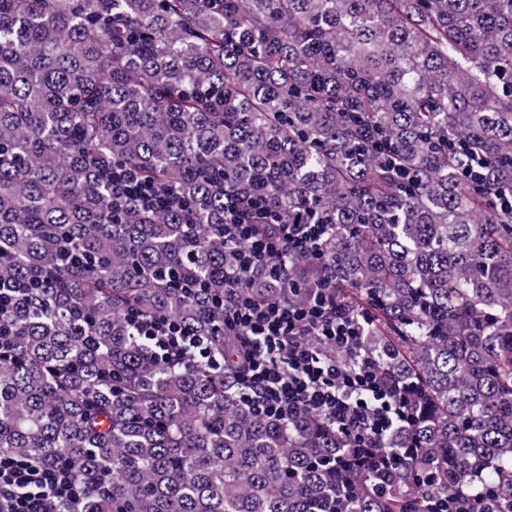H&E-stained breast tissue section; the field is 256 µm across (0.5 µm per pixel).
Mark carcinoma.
I'll use <instances>...</instances> for the list:
<instances>
[{
    "label": "carcinoma",
    "mask_w": 512,
    "mask_h": 512,
    "mask_svg": "<svg viewBox=\"0 0 512 512\" xmlns=\"http://www.w3.org/2000/svg\"><path fill=\"white\" fill-rule=\"evenodd\" d=\"M114 165L181 206H114ZM241 192L260 230L327 225L290 298L327 271L427 402L390 447L252 414L214 367ZM510 201L512 0H0V289L36 283L0 311V456L68 469L57 512H434L477 469L512 512ZM135 315L211 360L164 361Z\"/></svg>",
    "instance_id": "1"
}]
</instances>
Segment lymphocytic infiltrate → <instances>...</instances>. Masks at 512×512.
<instances>
[{"instance_id": "1", "label": "lymphocytic infiltrate", "mask_w": 512, "mask_h": 512, "mask_svg": "<svg viewBox=\"0 0 512 512\" xmlns=\"http://www.w3.org/2000/svg\"><path fill=\"white\" fill-rule=\"evenodd\" d=\"M112 191L121 206L150 210L178 203L168 189L129 166L113 167ZM266 211L264 200L254 194L224 199V240L234 245L236 259L228 277L233 294L224 300V333L243 346L236 373L243 405L283 421L307 409L356 444L387 445L419 405L407 384L382 372L363 350L366 318L339 306L323 286L300 304L259 299L248 290L247 274H279L294 256L311 253L326 232L322 224H278L271 234L260 233L254 220ZM136 329L176 363L207 348L204 337L188 335L168 318L140 321ZM84 494L66 471L0 457V512H55Z\"/></svg>"}]
</instances>
